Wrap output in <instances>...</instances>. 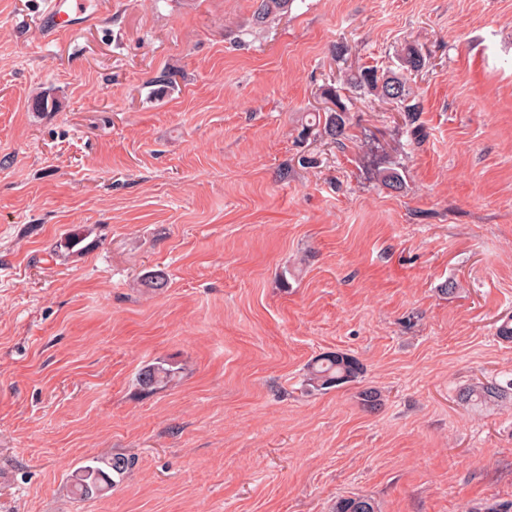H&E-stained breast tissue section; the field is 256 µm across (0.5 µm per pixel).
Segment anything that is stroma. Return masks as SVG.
<instances>
[{
    "label": "stroma",
    "mask_w": 512,
    "mask_h": 512,
    "mask_svg": "<svg viewBox=\"0 0 512 512\" xmlns=\"http://www.w3.org/2000/svg\"><path fill=\"white\" fill-rule=\"evenodd\" d=\"M259 5L112 0L48 40L0 0V512L512 502V394L462 397L512 380V0ZM409 44L417 138L346 83ZM336 351L356 381L307 386ZM111 454L123 481L73 499ZM336 107L338 110L327 112L324 123V133L334 140L337 144H341L342 138L346 135L347 124V106L339 104L336 96ZM177 373H179L178 369L172 364L157 362L141 369L137 376V383L143 389L166 386L174 380ZM504 395L502 387L491 382L469 388L463 397L465 400L476 402V404H486L499 400L503 398ZM121 454L97 457L94 465H83L73 475L70 491L80 500L102 495L119 483L134 465V460ZM118 479V481L115 480Z\"/></svg>",
    "instance_id": "35a3bbf8"
}]
</instances>
